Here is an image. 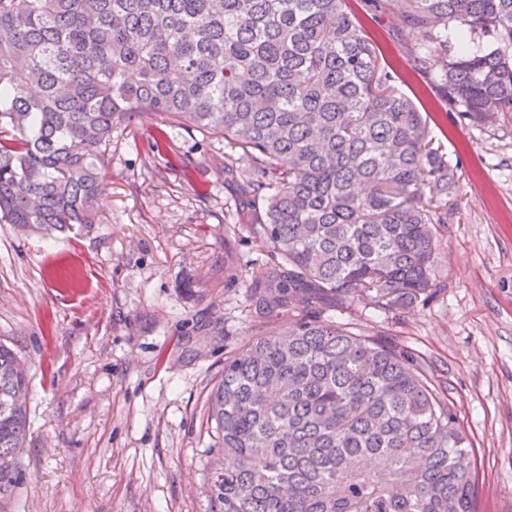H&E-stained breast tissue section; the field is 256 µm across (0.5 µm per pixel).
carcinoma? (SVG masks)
<instances>
[{"instance_id": "obj_1", "label": "carcinoma", "mask_w": 512, "mask_h": 512, "mask_svg": "<svg viewBox=\"0 0 512 512\" xmlns=\"http://www.w3.org/2000/svg\"><path fill=\"white\" fill-rule=\"evenodd\" d=\"M443 104L512 113V0H362ZM492 46L448 56V28ZM146 112L224 136L250 232L247 286L288 326L225 346L209 398L211 512H477L474 448L395 340L326 316L434 285L454 166L381 66L352 0H0V222L95 223L112 129ZM0 344V512L23 479L27 377Z\"/></svg>"}]
</instances>
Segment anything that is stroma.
I'll use <instances>...</instances> for the list:
<instances>
[{"label": "stroma", "instance_id": "1", "mask_svg": "<svg viewBox=\"0 0 512 512\" xmlns=\"http://www.w3.org/2000/svg\"><path fill=\"white\" fill-rule=\"evenodd\" d=\"M362 20L458 192L428 298L363 297L339 319L414 352L475 448L479 512H512V119L461 122L388 37L392 18ZM159 126L173 146L161 155L148 142ZM228 154L247 169L223 136L145 114L112 132L95 223L51 235L0 224V343L30 379L11 512H210L206 418L224 346L288 324L248 306L252 275L274 262L224 174Z\"/></svg>", "mask_w": 512, "mask_h": 512}]
</instances>
